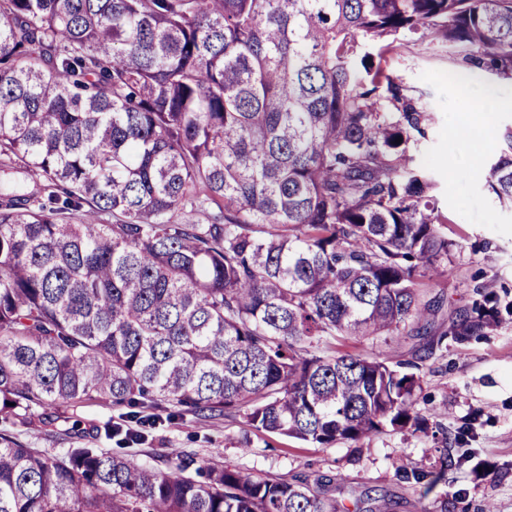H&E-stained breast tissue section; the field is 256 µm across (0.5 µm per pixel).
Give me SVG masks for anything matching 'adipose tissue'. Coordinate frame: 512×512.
Returning <instances> with one entry per match:
<instances>
[{
  "label": "adipose tissue",
  "mask_w": 512,
  "mask_h": 512,
  "mask_svg": "<svg viewBox=\"0 0 512 512\" xmlns=\"http://www.w3.org/2000/svg\"><path fill=\"white\" fill-rule=\"evenodd\" d=\"M460 95L467 102V119L461 120L453 129L461 151L470 167H478L483 162V152L473 144V122H480L484 127H491L496 114L512 109V100L496 95L493 88L464 82L460 85Z\"/></svg>",
  "instance_id": "obj_1"
}]
</instances>
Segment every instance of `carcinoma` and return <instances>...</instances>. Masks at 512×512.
<instances>
[{"instance_id":"cac0c4a2","label":"carcinoma","mask_w":512,"mask_h":512,"mask_svg":"<svg viewBox=\"0 0 512 512\" xmlns=\"http://www.w3.org/2000/svg\"><path fill=\"white\" fill-rule=\"evenodd\" d=\"M402 37L512 76V0H0V173L36 184L0 188V420L130 419L61 453L1 430L0 512H336L219 452L133 462L144 409L321 447L420 433L430 466L400 473L427 492L466 460L417 408V364L328 349L420 336L441 301L418 288L453 243L407 149L429 112L385 57ZM503 141L487 186L512 204ZM185 203L220 221L175 220ZM492 302L456 342L508 322ZM123 412H125V410L121 408H106L94 403H88L80 406L75 413L79 419L83 421L82 427L88 428V423H100L107 420L109 417H112V422L114 423L121 422L119 416Z\"/></svg>"}]
</instances>
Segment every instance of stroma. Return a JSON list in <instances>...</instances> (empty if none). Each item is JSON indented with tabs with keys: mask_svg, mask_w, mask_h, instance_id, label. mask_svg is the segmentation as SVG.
I'll return each instance as SVG.
<instances>
[{
	"mask_svg": "<svg viewBox=\"0 0 512 512\" xmlns=\"http://www.w3.org/2000/svg\"><path fill=\"white\" fill-rule=\"evenodd\" d=\"M390 63L406 86L423 95L433 114L424 138L411 142L408 150L428 168L438 209L449 218L440 227L453 243L448 259L439 274L419 280L428 294H443L444 303L431 316L427 336L349 340L340 349L380 352L393 364L420 361L428 407L447 408L443 430L464 437L463 444L449 443V454L469 452L485 462V470L472 473L466 463L449 468L445 483L427 494L397 474L398 466L419 461L431 447V440L419 435L387 430L358 446L340 442L322 448L255 430L237 415L201 419L189 412L177 423H158L147 441L128 448L131 459L163 469L173 454L194 453L202 464L219 448L227 465L286 479L306 475L323 483L338 512L359 506L373 512H477L487 499L495 512H512V207L488 192L487 171L461 165L450 127L464 110L461 81L480 82L512 99V78H492L466 65L451 46L412 44ZM484 285L495 293L508 324L455 342L447 334L452 319L479 300ZM431 338L436 344L427 356L423 347Z\"/></svg>",
	"mask_w": 512,
	"mask_h": 512,
	"instance_id": "obj_1",
	"label": "stroma"
}]
</instances>
